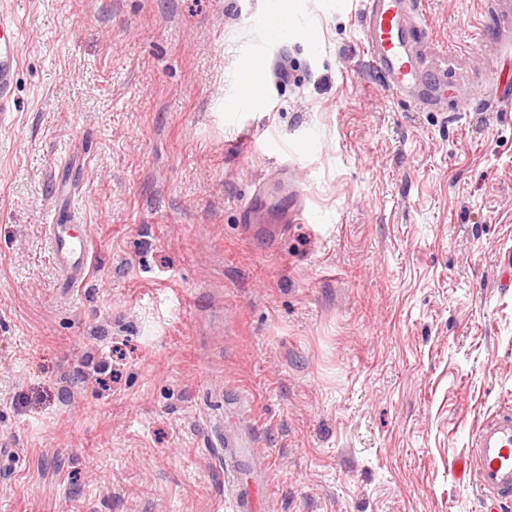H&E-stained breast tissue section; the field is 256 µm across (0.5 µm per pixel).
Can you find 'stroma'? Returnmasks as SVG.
<instances>
[{"label":"stroma","instance_id":"stroma-1","mask_svg":"<svg viewBox=\"0 0 512 512\" xmlns=\"http://www.w3.org/2000/svg\"><path fill=\"white\" fill-rule=\"evenodd\" d=\"M412 4L399 94L363 0H290L284 43L269 0H0V512H233L227 437L263 512H489L456 463L512 408V0ZM18 37L19 30L14 19L0 9V118L5 112L15 109L13 87L20 65L15 50ZM53 262L63 283L73 287L83 283L89 273L91 239L81 224L60 223L56 211H49L45 224Z\"/></svg>","mask_w":512,"mask_h":512}]
</instances>
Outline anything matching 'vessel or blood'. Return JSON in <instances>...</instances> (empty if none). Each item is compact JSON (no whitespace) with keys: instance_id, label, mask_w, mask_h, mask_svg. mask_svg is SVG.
<instances>
[{"instance_id":"1","label":"vessel or blood","mask_w":512,"mask_h":512,"mask_svg":"<svg viewBox=\"0 0 512 512\" xmlns=\"http://www.w3.org/2000/svg\"><path fill=\"white\" fill-rule=\"evenodd\" d=\"M407 0H366L369 19L365 52L373 63L385 67L396 91L413 86L418 74L409 49L406 26ZM19 30L11 16L0 12V116L14 111L13 87L19 68L15 44ZM46 232L52 259L62 281L73 287L89 273L91 239L81 225L60 221L50 214ZM475 484L494 505L512 503V410L485 418L476 431L464 460ZM236 512H259L266 484L236 479Z\"/></svg>"}]
</instances>
